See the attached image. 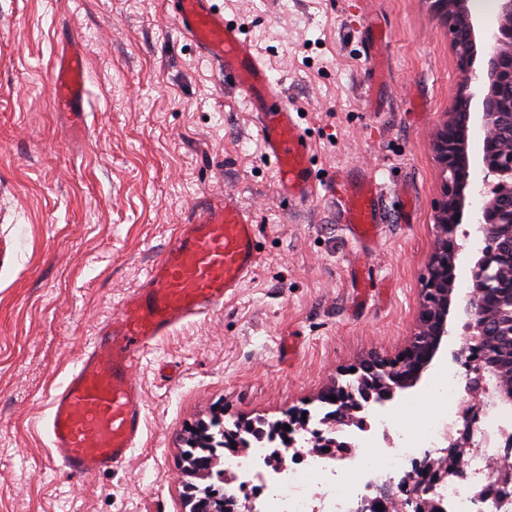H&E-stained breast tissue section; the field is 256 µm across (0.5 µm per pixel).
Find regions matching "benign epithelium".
<instances>
[{"instance_id":"1","label":"benign epithelium","mask_w":512,"mask_h":512,"mask_svg":"<svg viewBox=\"0 0 512 512\" xmlns=\"http://www.w3.org/2000/svg\"><path fill=\"white\" fill-rule=\"evenodd\" d=\"M434 14L451 33V49L457 70L463 77L458 91L442 120L430 132L434 158L440 172L439 194L434 207L435 245L428 263L422 298L416 314L414 333L405 350L395 357L377 356L342 371L355 376V383L338 381L326 387L318 400L332 406L324 423L350 425L357 420L359 397L364 395L383 403L394 398L396 391L415 386L429 370L439 353L448 347L449 315L455 291L454 271L459 257L466 253L465 241L458 237L471 185V170L483 174L479 194L483 198L477 232L484 247L474 257L471 267V291L459 311L466 318V335L451 352L454 361L466 360L470 379V411L485 408L484 380H495L496 403L512 406V362L507 364L483 349L482 340L492 329L508 322L512 327V310L487 294L490 282L512 299V0H501L498 14L491 20L472 13L469 0H428ZM491 44L481 73L474 62L477 45ZM478 130L482 149L477 156L469 152L473 130ZM336 400H331V397ZM311 415L305 410L288 411V419L278 428L290 426L281 435L285 447L297 445L296 434L309 428ZM471 417L464 416L462 427L448 434L447 446L437 457H425L415 464L412 475L420 484H433L452 471H462L469 452L468 432ZM237 435L224 429L220 435L209 434V444L222 448L228 441L245 447L242 436L255 426L252 421L238 423ZM408 476L379 489V495L364 499L357 512H377V506L396 493L406 496L410 512H438L442 506L421 495L409 494ZM216 495L207 488L188 490L190 512H216Z\"/></svg>"}]
</instances>
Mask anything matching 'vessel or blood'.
<instances>
[{
	"label": "vessel or blood",
	"instance_id": "obj_1",
	"mask_svg": "<svg viewBox=\"0 0 512 512\" xmlns=\"http://www.w3.org/2000/svg\"><path fill=\"white\" fill-rule=\"evenodd\" d=\"M173 18L250 105L282 197L292 203L312 200L317 174L311 142L256 49L216 10L214 0H174ZM86 69L87 59L76 48L59 58L49 76L55 106L69 110L79 129L87 120ZM336 197L353 240L378 237L385 214L373 175H343ZM258 258L253 216L237 197L205 195L194 201L159 260L125 297L122 315L101 324L90 350L51 397L46 434L68 474L89 478L127 461L144 428L135 368L178 325L223 308L253 274Z\"/></svg>",
	"mask_w": 512,
	"mask_h": 512
}]
</instances>
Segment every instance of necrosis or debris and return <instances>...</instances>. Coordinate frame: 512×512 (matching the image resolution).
Here are the masks:
<instances>
[{
  "mask_svg": "<svg viewBox=\"0 0 512 512\" xmlns=\"http://www.w3.org/2000/svg\"><path fill=\"white\" fill-rule=\"evenodd\" d=\"M447 388L448 408L441 420L398 431L384 415L375 414L367 431L352 434L354 447L345 458L307 452L296 465L272 469L266 465L264 444L253 442L244 452L225 456L224 471L237 476L235 490L239 493L252 479H259L261 492L255 499V512H353L357 501L373 486L408 471L415 452L435 453L443 448L447 430L462 419L465 400L457 373L448 374ZM504 429L497 412L480 414L471 425L464 476L448 475L427 489V497L448 502L451 512H512V486L493 497L482 495L494 475L492 461L502 458L491 440ZM391 432L396 443L387 456L376 465L364 462L363 450L373 437Z\"/></svg>",
  "mask_w": 512,
  "mask_h": 512,
  "instance_id": "1",
  "label": "necrosis or debris"
}]
</instances>
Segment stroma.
Returning a JSON list of instances; mask_svg holds the SVG:
<instances>
[{"label":"stroma","instance_id":"stroma-1","mask_svg":"<svg viewBox=\"0 0 512 512\" xmlns=\"http://www.w3.org/2000/svg\"><path fill=\"white\" fill-rule=\"evenodd\" d=\"M302 114L320 183L277 192L251 109L177 30L168 0H0V512H188L182 436L224 407L274 422L316 409L338 369L414 332L440 176L429 133L461 77L428 0H217ZM387 28L367 87L366 14ZM87 55V127L53 103L62 50ZM363 169L387 222L351 239L331 189ZM252 212L259 260L221 310L176 327L134 377L140 444L118 470L65 473L44 430L56 386L90 348L199 196Z\"/></svg>","mask_w":512,"mask_h":512}]
</instances>
